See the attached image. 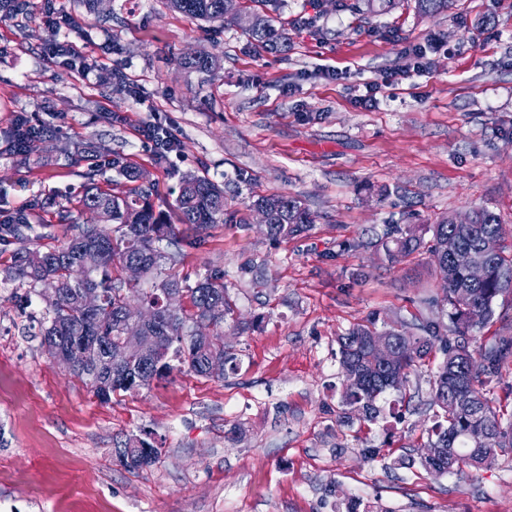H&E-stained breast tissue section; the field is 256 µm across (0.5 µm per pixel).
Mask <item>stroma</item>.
Returning a JSON list of instances; mask_svg holds the SVG:
<instances>
[{"instance_id":"stroma-1","label":"stroma","mask_w":512,"mask_h":512,"mask_svg":"<svg viewBox=\"0 0 512 512\" xmlns=\"http://www.w3.org/2000/svg\"><path fill=\"white\" fill-rule=\"evenodd\" d=\"M346 0H278L285 44L249 39L233 19L208 23L166 0H44L0 19V214L33 211L38 248L59 246L89 221L77 197L90 166L84 141L120 153L161 197L183 177L225 188V210L249 216L252 195L302 199L312 229L274 242L257 229L179 225L170 273L210 270L247 322L225 328L237 356L221 378L173 372L100 401L41 344L39 292L0 271V512H512V452L479 469L435 476L400 465L417 456L435 421L430 384L439 362L411 370L383 394L376 423L344 418L337 338L356 324L413 330L440 312L429 256L392 264L375 242L391 224H428L484 206L512 251V0H452L419 15L414 0L364 16ZM94 67L83 82L50 40ZM429 46L427 73L386 83L403 47ZM217 58L208 79L179 66ZM382 85L375 108L356 100ZM54 129L26 152L18 120ZM161 122L177 141L150 152L141 129ZM68 211L60 223L59 211ZM265 264L263 285L241 271ZM158 448L127 470L129 437Z\"/></svg>"}]
</instances>
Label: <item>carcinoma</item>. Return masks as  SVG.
Segmentation results:
<instances>
[{
  "label": "carcinoma",
  "mask_w": 512,
  "mask_h": 512,
  "mask_svg": "<svg viewBox=\"0 0 512 512\" xmlns=\"http://www.w3.org/2000/svg\"><path fill=\"white\" fill-rule=\"evenodd\" d=\"M449 0H415V9L425 15L448 10ZM169 8L185 16L205 22L224 21V11L238 9L239 0H167ZM395 0H352L348 10L363 15L394 6ZM254 24L245 29L253 39L271 46L278 45L283 33L270 15L251 12ZM180 64L201 75L211 73L216 60L204 54L181 59ZM110 164L128 185L112 191L100 189L94 175L87 174V183L78 199L84 210H103V223L76 224L73 233L58 247L45 251L28 247L34 233L31 214L19 211L0 220V243L19 247L11 251L6 273L10 280L31 289L40 286L46 277L56 279L58 296L46 301V321L41 326L42 345L59 362H66L74 346L91 340L95 346L90 360L70 372L91 385L103 402L117 391H135L150 385L154 377H163L174 370L187 369L198 376H207L206 365L214 357L234 366L236 357L224 348V324L233 318L234 304L224 287V273L212 270L192 285L174 274L152 282L145 290L124 278L130 262L142 265L144 276L161 270L169 256L160 244L177 243L176 226L171 224L166 209H174L182 224L211 226L235 222L247 223L244 217L224 216V188L206 176L189 174L182 180L179 193L166 209L156 207L154 186L139 183L140 172L124 157L114 153ZM267 206L271 220L269 239L280 242L294 239L313 226L314 219L302 201L291 195H258L251 205ZM471 224H450L442 215L431 224H390L381 236L385 257L400 263L416 253L429 254L434 273L441 285V296L428 298V304L445 312L449 325L427 320L414 331L390 327L384 331L356 324L338 337L340 365L358 380L353 390L344 391L343 404L358 412L367 421L377 418V400L387 390L390 378H407V372L438 350L443 361L432 382V404L439 408L438 421L428 430L427 448H439L435 458L400 463L419 464L430 474H451L465 467H481L512 452V417L504 418L502 406L489 397L497 383L501 367L512 359V337H496L489 344L469 349V340H477L472 332L483 329L494 315L499 298L512 294V254L502 246V224L487 208L473 210ZM116 225L110 230L108 225ZM483 258L486 277L480 283L470 280L466 269L448 259V242ZM93 291L100 297L99 307L90 312L81 305L84 293ZM137 293L145 306L157 310L155 324L142 330L153 344L156 358L132 359L126 366L130 381L98 367V350L117 344L121 335L123 309L129 303L128 292ZM177 291L187 302L175 310L166 309V295ZM483 311V321L470 319L471 309ZM212 319L214 330L209 335L196 334L197 321ZM385 336L398 354L392 363L379 360L370 350L373 336Z\"/></svg>",
  "instance_id": "cac0c4a2"
}]
</instances>
